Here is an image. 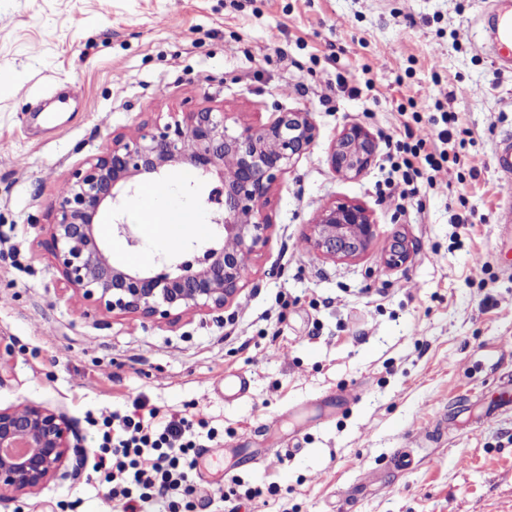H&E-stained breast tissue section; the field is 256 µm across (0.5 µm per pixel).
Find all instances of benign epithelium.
I'll use <instances>...</instances> for the list:
<instances>
[{
	"label": "benign epithelium",
	"instance_id": "7a95c632",
	"mask_svg": "<svg viewBox=\"0 0 512 512\" xmlns=\"http://www.w3.org/2000/svg\"><path fill=\"white\" fill-rule=\"evenodd\" d=\"M317 137L308 112L255 125L210 107L112 137L71 170L49 204L50 251L65 288L108 312L155 322L224 308L245 287L252 257L268 239L271 224L262 206L271 189ZM374 151L370 133L353 125L334 142L328 162L339 174L358 176ZM185 171L217 181L207 199L215 223L210 245L160 273L112 264L96 230L99 211L137 181ZM112 233L130 247L140 244L131 224L118 221ZM375 236L368 208L338 202L310 225L306 243L326 258L345 259L362 255ZM410 254L408 242L397 237L386 262L400 266ZM83 453L82 437L64 414L32 402L0 407V504L34 495L55 479H79Z\"/></svg>",
	"mask_w": 512,
	"mask_h": 512
}]
</instances>
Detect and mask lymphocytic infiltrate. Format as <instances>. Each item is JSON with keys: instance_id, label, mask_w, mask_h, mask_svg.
Here are the masks:
<instances>
[{"instance_id": "obj_1", "label": "lymphocytic infiltrate", "mask_w": 512, "mask_h": 512, "mask_svg": "<svg viewBox=\"0 0 512 512\" xmlns=\"http://www.w3.org/2000/svg\"><path fill=\"white\" fill-rule=\"evenodd\" d=\"M442 120L446 127L437 137L424 132L411 142L396 141L386 182L399 188L401 198L418 197L421 186H434L441 172L459 163L464 142L449 128L454 116L446 112ZM102 425L100 440L89 455L106 498L115 501L120 512H143L151 502L160 512H196L208 504L194 482L200 449L190 420L174 416L156 427L141 415L113 412L103 416Z\"/></svg>"}]
</instances>
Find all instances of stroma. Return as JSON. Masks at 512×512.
<instances>
[{"instance_id": "obj_1", "label": "stroma", "mask_w": 512, "mask_h": 512, "mask_svg": "<svg viewBox=\"0 0 512 512\" xmlns=\"http://www.w3.org/2000/svg\"><path fill=\"white\" fill-rule=\"evenodd\" d=\"M499 0H0V406L64 413L86 447L102 411L200 416L192 430L203 512H512V412L489 414L512 378V273L498 214L512 182L495 149L512 134V64L484 23ZM264 124L310 113L319 136L276 183L272 228L224 309L171 323L103 314L65 291L49 250L48 203L107 139L194 107ZM455 113L460 165L421 201L383 194L387 136ZM51 120H44V113ZM372 134L370 167L329 165L344 128ZM166 199L201 214L214 186L162 177ZM349 201L377 235L353 259L308 250L310 223ZM137 195L104 208L114 263L190 260L196 236L112 237L138 221ZM464 223H453L454 215ZM412 250L385 262L394 235ZM241 374L246 394L224 393ZM277 446L268 447V438ZM262 454L253 465L246 449ZM407 469L388 468L391 454ZM263 497L222 499L235 482ZM99 476L52 482L0 512H111Z\"/></svg>"}]
</instances>
